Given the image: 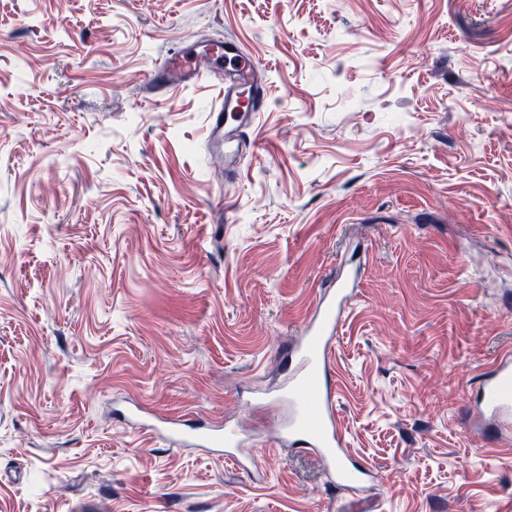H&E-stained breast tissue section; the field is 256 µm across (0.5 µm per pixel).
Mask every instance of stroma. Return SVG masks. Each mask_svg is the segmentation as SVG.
Wrapping results in <instances>:
<instances>
[{
  "label": "stroma",
  "instance_id": "stroma-1",
  "mask_svg": "<svg viewBox=\"0 0 512 512\" xmlns=\"http://www.w3.org/2000/svg\"><path fill=\"white\" fill-rule=\"evenodd\" d=\"M231 36L269 99L216 176ZM361 263L333 358L358 492L240 468L123 408L264 441L286 346ZM512 347V0H0V512H512V435L465 405ZM258 67L257 61L244 54L234 41L207 42L170 53L141 81L157 99L199 84L208 73L219 80L223 77V99L208 113L206 142L212 154L224 155L226 179H235L239 176L237 156L253 144L245 130L253 126L257 112H261L259 103L268 98Z\"/></svg>",
  "mask_w": 512,
  "mask_h": 512
}]
</instances>
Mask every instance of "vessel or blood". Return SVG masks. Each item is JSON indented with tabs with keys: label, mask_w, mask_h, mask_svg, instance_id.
I'll return each instance as SVG.
<instances>
[{
	"label": "vessel or blood",
	"mask_w": 512,
	"mask_h": 512,
	"mask_svg": "<svg viewBox=\"0 0 512 512\" xmlns=\"http://www.w3.org/2000/svg\"><path fill=\"white\" fill-rule=\"evenodd\" d=\"M257 70V61L244 54L236 42L227 40L170 53L141 81L153 97L165 98L174 90L199 84L207 75L223 79V99L207 117V144L212 154L223 156L224 174L234 179L239 175L235 165L239 153L252 144L246 130L253 126L261 103L268 97ZM360 274V268L355 267L324 282L310 323L302 330L299 342L290 346L289 359L294 368L283 388L288 420L280 430L282 439L299 451L320 458L327 484L345 488L363 486L369 471L346 451L329 379L336 339L355 300ZM466 403L478 421L495 425L500 431L512 429L511 348L502 350L480 370ZM147 432L174 445L219 449L231 462L257 460L251 438L233 427L202 423L190 436L181 421L170 420L148 425Z\"/></svg>",
	"instance_id": "b4317fda"
}]
</instances>
